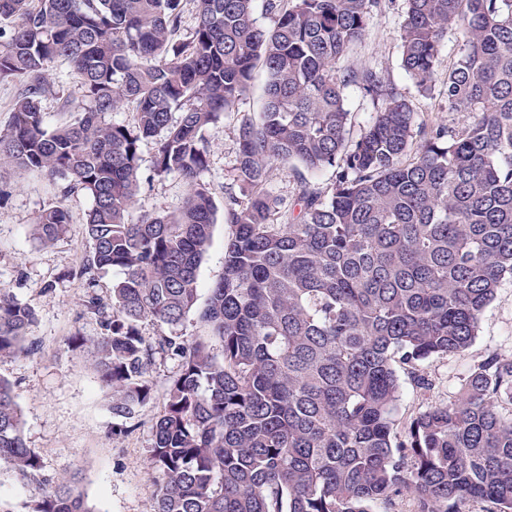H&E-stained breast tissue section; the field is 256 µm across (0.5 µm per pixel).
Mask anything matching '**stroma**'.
<instances>
[{
    "mask_svg": "<svg viewBox=\"0 0 512 512\" xmlns=\"http://www.w3.org/2000/svg\"><path fill=\"white\" fill-rule=\"evenodd\" d=\"M406 9L405 0H388L382 13L370 19L347 60L364 62L391 79L412 101L416 123L429 125L440 111L438 95L420 94L400 66L399 35ZM50 72L56 88L41 100L45 119L51 126L72 122L78 114L64 101L80 96V79L60 61L51 64ZM236 116L226 115L204 131L209 162L201 179L210 185L219 205L225 192L239 189L234 179ZM152 156V143L142 145L141 188L131 212L136 221L147 214L177 211L187 196V186L178 175H154ZM334 177V169L327 168L303 178L294 166L276 163L267 173L265 188L271 198L286 204L302 188L325 189ZM59 204L68 210V230L53 244L42 245L33 235L32 223L38 213ZM90 207L86 194L62 195L58 183L42 173L0 170V288L33 307L37 315L29 330L33 350L0 358V377L12 385L27 447L41 458L40 474L34 480L20 478L0 462V512H31L49 480L74 471L82 476L80 489L92 512L151 509L156 480L148 470L147 450L168 382L179 365L177 360L156 357L150 373L151 400L131 420L127 433L113 434L110 394L97 379L91 351L70 342L72 336L98 332L97 320L84 306L86 281L76 275L92 250L85 231ZM230 233L229 224L216 218L212 244L198 270L200 298H207L210 287L224 274V244ZM491 352L512 355V283L500 288L484 311L478 337L467 351L426 364L435 381L429 394L419 395L413 383H405L401 419L416 416L428 403L448 400L469 366Z\"/></svg>",
    "mask_w": 512,
    "mask_h": 512,
    "instance_id": "1",
    "label": "stroma"
}]
</instances>
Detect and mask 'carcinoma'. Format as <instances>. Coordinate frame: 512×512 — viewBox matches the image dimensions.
I'll use <instances>...</instances> for the list:
<instances>
[{
    "label": "carcinoma",
    "mask_w": 512,
    "mask_h": 512,
    "mask_svg": "<svg viewBox=\"0 0 512 512\" xmlns=\"http://www.w3.org/2000/svg\"><path fill=\"white\" fill-rule=\"evenodd\" d=\"M254 2L195 0L184 36L182 0H0V78L20 86L0 166L91 198L79 276L100 331L73 342L93 348L112 432L151 399L156 355L179 361L147 450L159 478L152 512H375L403 496L414 512H470L472 502L512 512L511 355L487 354L454 396L394 433L401 374L429 390L419 367L469 348L512 281V0H407L401 65L418 91L435 88L448 28L464 31L439 95L466 121L450 126L444 114L427 130L385 76L338 67L386 0H265L270 30ZM58 60L80 76L81 99L64 106L81 117L50 127L41 99L55 92ZM261 67L262 112L236 126L246 199L224 197V276L198 309L217 212L200 179L202 131L235 111ZM352 84L376 108L355 138ZM129 106L132 123L105 120ZM150 140L154 174H178L188 192L178 213L135 222ZM274 163L336 174L285 209L264 190ZM68 225L55 206L33 234L51 244ZM109 269L122 278L105 297L94 273ZM193 310L220 352L180 332ZM35 321L0 289V356L32 349ZM1 461L23 477L41 468L3 378ZM79 482L57 479L32 512H92Z\"/></svg>",
    "instance_id": "cac0c4a2"
}]
</instances>
